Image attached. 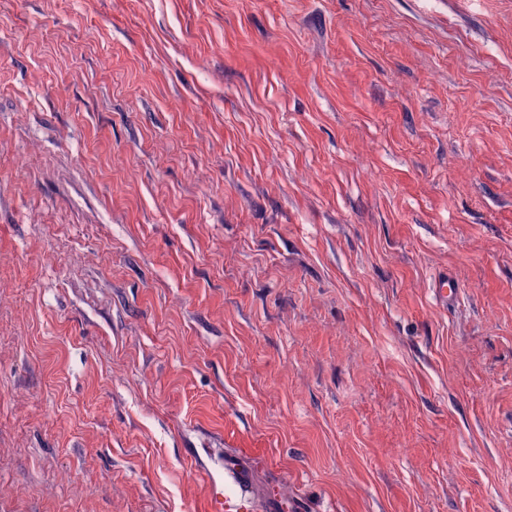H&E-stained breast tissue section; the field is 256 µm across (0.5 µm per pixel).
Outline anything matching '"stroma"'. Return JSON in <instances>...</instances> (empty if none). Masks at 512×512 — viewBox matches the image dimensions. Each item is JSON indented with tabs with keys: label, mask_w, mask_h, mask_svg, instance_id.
<instances>
[{
	"label": "stroma",
	"mask_w": 512,
	"mask_h": 512,
	"mask_svg": "<svg viewBox=\"0 0 512 512\" xmlns=\"http://www.w3.org/2000/svg\"><path fill=\"white\" fill-rule=\"evenodd\" d=\"M231 452L512 512V0H0V512H209ZM459 294V284L456 278L450 273H443L434 285V295L441 305H448V301Z\"/></svg>",
	"instance_id": "obj_1"
}]
</instances>
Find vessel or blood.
<instances>
[{
  "label": "vessel or blood",
  "instance_id": "1",
  "mask_svg": "<svg viewBox=\"0 0 512 512\" xmlns=\"http://www.w3.org/2000/svg\"><path fill=\"white\" fill-rule=\"evenodd\" d=\"M224 469L231 479L233 494L212 504L214 512H282L284 503L261 489L251 467L238 456L227 458Z\"/></svg>",
  "mask_w": 512,
  "mask_h": 512
}]
</instances>
